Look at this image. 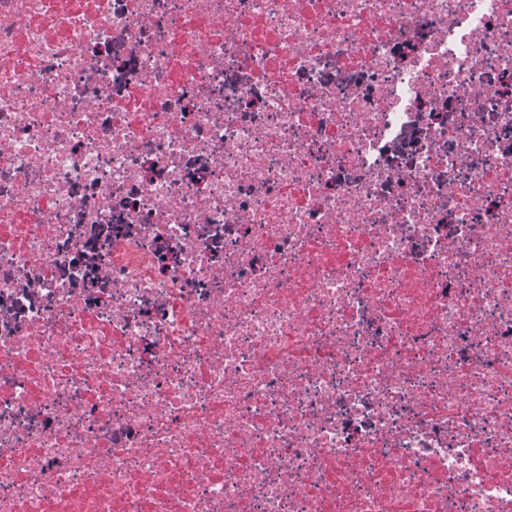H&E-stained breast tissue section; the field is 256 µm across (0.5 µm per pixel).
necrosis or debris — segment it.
<instances>
[{"label":"necrosis or debris","mask_w":512,"mask_h":512,"mask_svg":"<svg viewBox=\"0 0 512 512\" xmlns=\"http://www.w3.org/2000/svg\"><path fill=\"white\" fill-rule=\"evenodd\" d=\"M0 512H512V0H0Z\"/></svg>","instance_id":"4bbe7bcc"}]
</instances>
